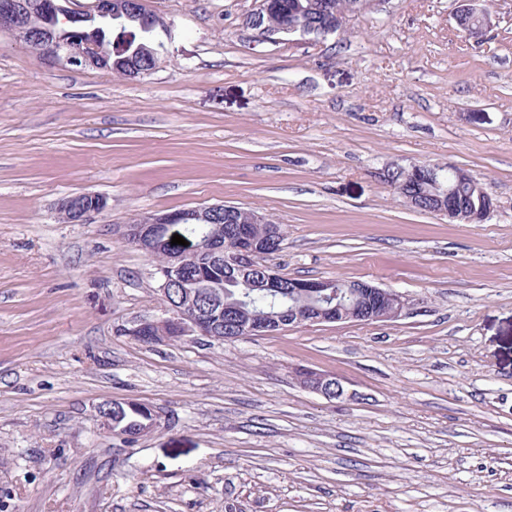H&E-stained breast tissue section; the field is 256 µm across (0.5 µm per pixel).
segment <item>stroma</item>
<instances>
[{
	"label": "stroma",
	"instance_id": "35a3bbf8",
	"mask_svg": "<svg viewBox=\"0 0 512 512\" xmlns=\"http://www.w3.org/2000/svg\"><path fill=\"white\" fill-rule=\"evenodd\" d=\"M172 30L137 79L48 65L0 33V512H512V0H386L314 41L257 42L256 0H143ZM450 165L476 224L405 206L384 170ZM98 193L88 224L62 199ZM267 214L297 278L401 293L392 322L147 346L150 256L123 227ZM339 378L327 399L298 384ZM155 416L128 437L97 408ZM478 0H462L455 14V21L463 24V33L468 39L481 40L492 27V14L484 6H479ZM107 208V198L95 193L67 197L58 203L57 216L70 224H85ZM301 385L311 392L336 399L344 395V387L335 376L317 372L313 370H303L299 372Z\"/></svg>",
	"mask_w": 512,
	"mask_h": 512
}]
</instances>
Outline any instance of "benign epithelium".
I'll list each match as a JSON object with an SVG mask.
<instances>
[{
	"label": "benign epithelium",
	"mask_w": 512,
	"mask_h": 512,
	"mask_svg": "<svg viewBox=\"0 0 512 512\" xmlns=\"http://www.w3.org/2000/svg\"><path fill=\"white\" fill-rule=\"evenodd\" d=\"M73 0H0V32H8L18 40H24L28 50L41 60L50 64H66L86 69H109L111 54L107 53L101 42L94 37H87L81 27L88 21L103 24H123L133 14L142 16L140 30L146 32L154 25H164L159 16H145L142 11V0H92L82 9L71 7ZM264 11V4L246 16L243 24L254 31L255 37L269 43L291 41L295 37L304 38L308 32L297 24L268 25L258 27ZM455 21L463 23L465 37L475 41L481 40L492 27V14L478 0H461L455 14ZM107 208V198L95 193H82L67 197L58 203L57 216L70 224H85L95 215ZM433 212L448 217L450 222L473 223L480 220L478 215H466L456 209L452 203L440 204ZM186 216L172 212L164 214H148L137 218V221L125 226L123 236L132 246L143 237L163 233L167 239L175 234L183 235V224ZM207 246L215 253L224 254V261L231 268L253 271L257 268L258 257L277 253L281 248V239L276 238L268 244H259L249 235L223 237L209 235L198 240L189 241L187 246H179L173 261L158 271L155 278L158 291L165 302L164 314L152 316L138 321L128 335L137 337L149 334V328H159L167 336H207L209 335V311L196 307L183 308L176 306L171 298V289L184 285L195 279L193 271L181 262V255ZM367 289L374 298L384 301L381 307H363L358 305L362 294L351 290L347 299H338L332 304L321 296L323 303L312 308L288 316L297 324L357 322L369 324L378 321H393L399 318L405 307L403 296L395 291L379 288L367 283L357 284ZM282 326V321L274 315H266L246 327L241 332L246 335H262L274 332ZM301 385L311 392L336 399L344 395V387L335 376L313 370L299 372Z\"/></svg>",
	"instance_id": "obj_1"
}]
</instances>
